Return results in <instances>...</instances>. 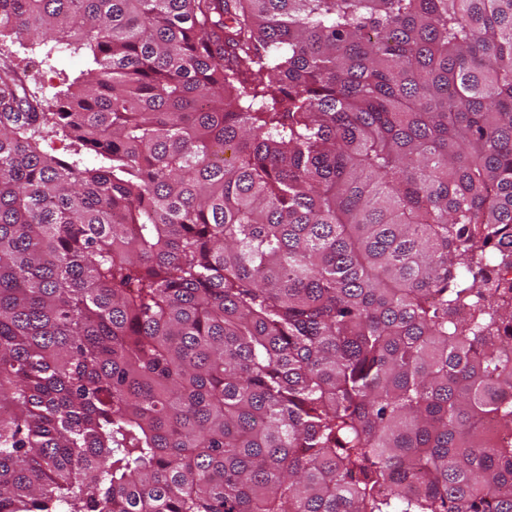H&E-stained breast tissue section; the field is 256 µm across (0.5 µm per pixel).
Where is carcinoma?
Segmentation results:
<instances>
[{"mask_svg":"<svg viewBox=\"0 0 512 512\" xmlns=\"http://www.w3.org/2000/svg\"><path fill=\"white\" fill-rule=\"evenodd\" d=\"M35 37L91 66L0 64V512H512V0H0ZM52 40H34L26 42L25 47L19 43L10 48L20 62L22 68H26L28 84L47 98H51L60 90H65L81 72L88 67L86 57L82 54L61 57L55 49Z\"/></svg>","mask_w":512,"mask_h":512,"instance_id":"carcinoma-1","label":"carcinoma"}]
</instances>
